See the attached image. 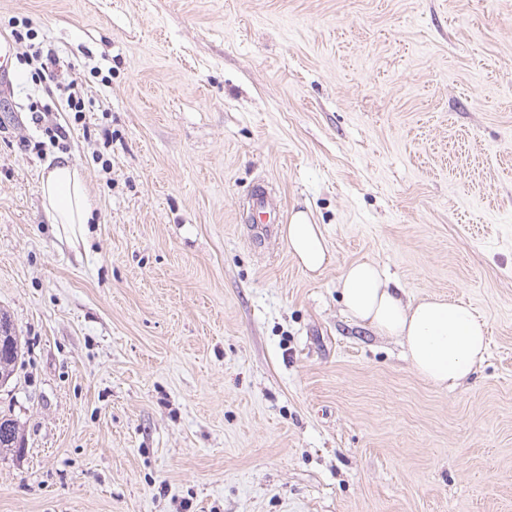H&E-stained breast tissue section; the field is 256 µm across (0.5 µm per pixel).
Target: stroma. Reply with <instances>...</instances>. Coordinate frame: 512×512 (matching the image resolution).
Returning a JSON list of instances; mask_svg holds the SVG:
<instances>
[{
	"label": "stroma",
	"mask_w": 512,
	"mask_h": 512,
	"mask_svg": "<svg viewBox=\"0 0 512 512\" xmlns=\"http://www.w3.org/2000/svg\"><path fill=\"white\" fill-rule=\"evenodd\" d=\"M82 85L51 143L0 93V308L25 343L0 512H512V0H0ZM65 156L97 202L50 224ZM309 211L318 277L251 223ZM375 261L464 302L486 360L437 389L354 324ZM249 206L254 222H259L261 228H271V225L280 224L282 221L281 202L262 185L256 186L252 191Z\"/></svg>",
	"instance_id": "stroma-1"
}]
</instances>
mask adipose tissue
Masks as SVG:
<instances>
[{"label": "adipose tissue", "instance_id": "ef3b65f1", "mask_svg": "<svg viewBox=\"0 0 512 512\" xmlns=\"http://www.w3.org/2000/svg\"><path fill=\"white\" fill-rule=\"evenodd\" d=\"M40 192L50 222L71 229L86 224L96 206L78 165L66 158L50 165ZM281 234L309 275L320 274L329 264L324 229L305 212H295ZM338 289L349 319L398 339L415 372L435 388L458 386L485 360L487 323L464 303L440 296L406 300L403 288L371 261L347 266Z\"/></svg>", "mask_w": 512, "mask_h": 512}]
</instances>
